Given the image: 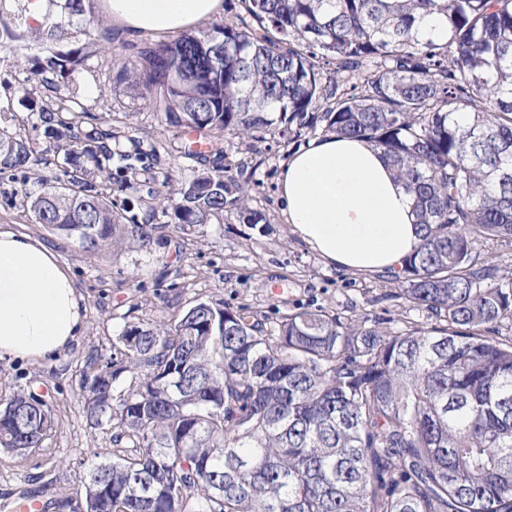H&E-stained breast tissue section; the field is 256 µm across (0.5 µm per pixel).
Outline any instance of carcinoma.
<instances>
[{
  "mask_svg": "<svg viewBox=\"0 0 512 512\" xmlns=\"http://www.w3.org/2000/svg\"><path fill=\"white\" fill-rule=\"evenodd\" d=\"M31 3L0 0L36 115L28 133L0 122V175L59 171L24 192L35 223L91 253L229 211L265 224L249 185L207 165L225 140L359 138L393 166L420 227L398 297L436 320L395 331L317 308L268 328L198 298L170 323L128 325L81 373L87 421L110 427L113 450L81 476L78 512H512V341L497 336L512 281L481 252L512 241V0H244L230 22L140 50L116 81L200 164L145 197L137 170L172 182L158 147L120 135L130 113L60 93L88 49L114 56L94 0H48L41 23ZM432 14L442 42L418 37ZM53 427L35 395L0 394L1 448L24 454Z\"/></svg>",
  "mask_w": 512,
  "mask_h": 512,
  "instance_id": "carcinoma-1",
  "label": "carcinoma"
}]
</instances>
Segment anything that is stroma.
Here are the masks:
<instances>
[{"instance_id": "stroma-1", "label": "stroma", "mask_w": 512, "mask_h": 512, "mask_svg": "<svg viewBox=\"0 0 512 512\" xmlns=\"http://www.w3.org/2000/svg\"><path fill=\"white\" fill-rule=\"evenodd\" d=\"M107 58L91 56L60 79L64 94L92 111L111 102L113 111L128 113L129 135L163 145L174 181L188 179L193 164L176 150L175 131L151 111L147 102L116 83ZM296 143L225 142V164L248 182L252 208L266 226L240 223L225 213L220 224L188 233H171L170 244L135 249L122 244L95 254L78 243L35 223L20 205L22 180L0 176V225L29 234L66 265L83 297L86 329L56 358L31 362L0 360V392L26 386L44 394L55 417L52 432L39 448L18 456L0 449V512H19L17 492L31 491L44 512H59V501L78 498L79 477L94 463L111 458V432L90 428L78 396V380L94 354H110L124 328L138 322H168L190 301L216 298L246 305L269 317L294 307L324 308L343 318L361 313L431 326L428 312L399 299L400 288L388 273L361 274L336 268L309 249L285 224L278 203L281 164Z\"/></svg>"}]
</instances>
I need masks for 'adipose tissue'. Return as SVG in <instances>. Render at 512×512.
Instances as JSON below:
<instances>
[{
	"label": "adipose tissue",
	"instance_id": "adipose-tissue-1",
	"mask_svg": "<svg viewBox=\"0 0 512 512\" xmlns=\"http://www.w3.org/2000/svg\"><path fill=\"white\" fill-rule=\"evenodd\" d=\"M129 36L160 38L222 17L224 0H103ZM294 233L337 267L390 272L419 242L413 201L381 152L327 134L308 140L279 177ZM81 297L68 270L40 241L0 227V359L55 358L82 335Z\"/></svg>",
	"mask_w": 512,
	"mask_h": 512
}]
</instances>
